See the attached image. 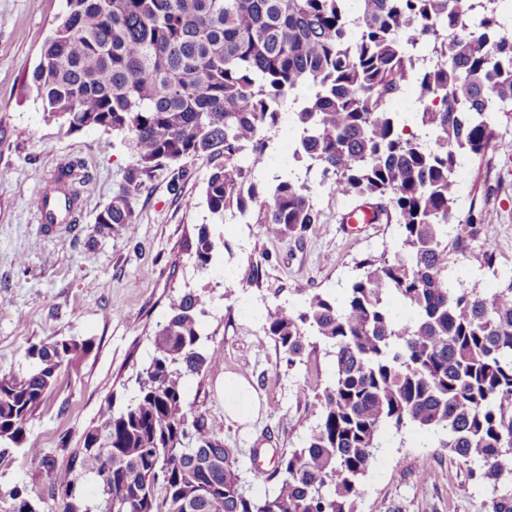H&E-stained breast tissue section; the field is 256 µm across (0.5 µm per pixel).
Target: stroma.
Returning a JSON list of instances; mask_svg holds the SVG:
<instances>
[{
	"label": "stroma",
	"mask_w": 512,
	"mask_h": 512,
	"mask_svg": "<svg viewBox=\"0 0 512 512\" xmlns=\"http://www.w3.org/2000/svg\"><path fill=\"white\" fill-rule=\"evenodd\" d=\"M64 8L65 0H0V370L24 367L33 343L60 336L95 342L78 371L61 373L58 390L28 427L29 442L62 458V442L77 445L108 399L127 402L171 299L192 289L203 295V331L222 359L188 381V401L222 419L224 445L240 449L242 469L252 454L266 461L298 447L314 421L316 388L303 369L287 368L261 314L273 304L300 308L316 292L343 297L361 262L392 252L398 225L342 230L350 205L323 187L314 195L320 221L306 231L268 238L257 224L215 223L202 203L209 166L198 157L156 167L134 202L133 223L94 234L98 213L135 159L119 136L67 131L27 87ZM493 123L496 147L459 172V207L482 210L481 236L495 246V267L465 259L460 247L450 266L453 276L490 291L512 274V119L498 114ZM69 165L83 201L75 226L39 223L34 200L46 176ZM201 224L221 244L207 273L185 247ZM251 264L259 268L253 283L242 277ZM228 373L244 377L259 399L254 421L225 418L219 387ZM511 491L506 482L491 489L447 449L426 447L424 436L407 430L386 434L358 512H489L494 493Z\"/></svg>",
	"instance_id": "35a3bbf8"
}]
</instances>
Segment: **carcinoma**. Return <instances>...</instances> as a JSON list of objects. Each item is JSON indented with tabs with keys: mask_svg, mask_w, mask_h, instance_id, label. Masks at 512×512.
<instances>
[{
	"mask_svg": "<svg viewBox=\"0 0 512 512\" xmlns=\"http://www.w3.org/2000/svg\"><path fill=\"white\" fill-rule=\"evenodd\" d=\"M500 0H66L30 76L50 118L129 145L135 165L97 215L95 232L133 223L132 198L159 164L206 159L204 203L278 238L319 223L314 176L391 215L397 247L359 265L340 300L262 314L289 368L313 333L332 380L302 444L242 476L221 424L188 402L185 383L220 360L203 349L202 295L173 298L136 372L134 396L100 409L59 465L27 444L29 423L62 369L94 348L62 338L26 350L24 372L0 373V446L23 450L48 485L9 491L7 512H358L381 435L416 430L498 492L512 480V275L492 292L449 272L455 243L484 215L458 207V172L497 141L493 114L512 117V35ZM410 88L416 131L392 99ZM294 130V165L266 183L271 135ZM216 244L197 228L203 273ZM471 255L494 269L482 241Z\"/></svg>",
	"mask_w": 512,
	"mask_h": 512,
	"instance_id": "1",
	"label": "carcinoma"
}]
</instances>
